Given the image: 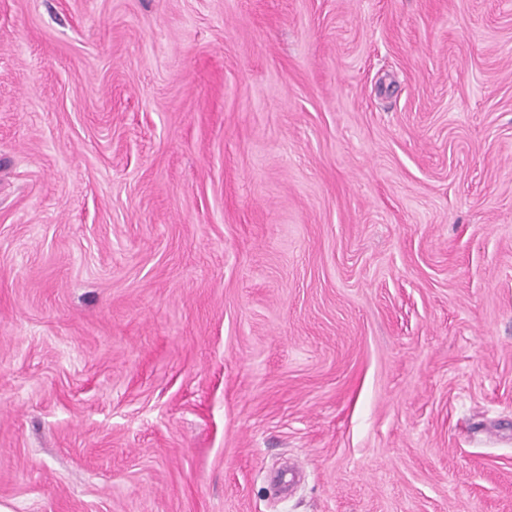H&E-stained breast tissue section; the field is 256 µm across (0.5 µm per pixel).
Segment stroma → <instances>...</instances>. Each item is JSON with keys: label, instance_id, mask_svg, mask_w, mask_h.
I'll return each instance as SVG.
<instances>
[{"label": "stroma", "instance_id": "obj_1", "mask_svg": "<svg viewBox=\"0 0 512 512\" xmlns=\"http://www.w3.org/2000/svg\"><path fill=\"white\" fill-rule=\"evenodd\" d=\"M0 512H512V0H0Z\"/></svg>", "mask_w": 512, "mask_h": 512}]
</instances>
